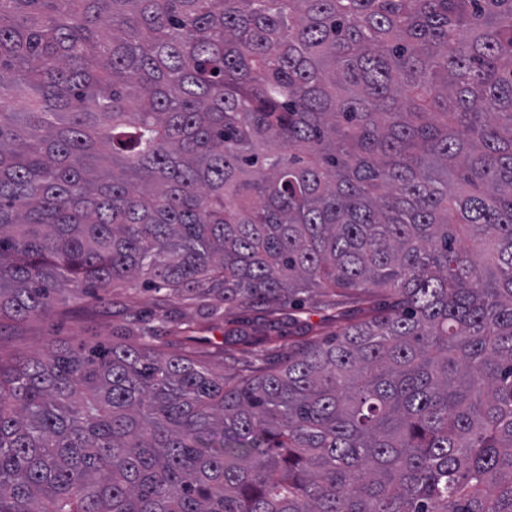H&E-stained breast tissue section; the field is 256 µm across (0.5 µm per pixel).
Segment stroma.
Returning a JSON list of instances; mask_svg holds the SVG:
<instances>
[{
  "label": "stroma",
  "mask_w": 512,
  "mask_h": 512,
  "mask_svg": "<svg viewBox=\"0 0 512 512\" xmlns=\"http://www.w3.org/2000/svg\"><path fill=\"white\" fill-rule=\"evenodd\" d=\"M198 306L174 298L157 301L155 294L142 293L130 299L126 290L91 295H63L54 312L24 323L0 321V359L11 360L20 353L43 352L60 342L107 343L112 337L126 336L149 322L162 341H169L172 327L198 321ZM266 317L254 311L232 308L212 319L199 334L206 345L223 347L226 354L240 351L238 332L262 327Z\"/></svg>",
  "instance_id": "35a3bbf8"
}]
</instances>
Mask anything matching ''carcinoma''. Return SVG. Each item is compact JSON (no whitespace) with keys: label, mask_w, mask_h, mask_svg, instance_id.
<instances>
[{"label":"carcinoma","mask_w":512,"mask_h":512,"mask_svg":"<svg viewBox=\"0 0 512 512\" xmlns=\"http://www.w3.org/2000/svg\"><path fill=\"white\" fill-rule=\"evenodd\" d=\"M116 286L341 326L0 360V512H512V0H0V319ZM267 333L274 340L273 345H269V348L276 346V349L266 352L271 364L278 363L288 353V347L300 340L299 336H301L295 328L288 326L287 321L279 324L278 328L268 330Z\"/></svg>","instance_id":"carcinoma-1"}]
</instances>
